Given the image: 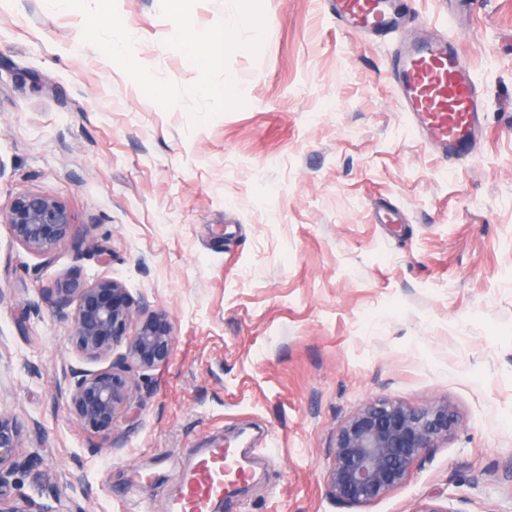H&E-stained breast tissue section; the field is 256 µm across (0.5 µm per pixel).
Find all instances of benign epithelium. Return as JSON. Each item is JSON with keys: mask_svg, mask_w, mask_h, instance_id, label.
I'll return each mask as SVG.
<instances>
[{"mask_svg": "<svg viewBox=\"0 0 512 512\" xmlns=\"http://www.w3.org/2000/svg\"><path fill=\"white\" fill-rule=\"evenodd\" d=\"M3 223L17 244L48 266L57 246L71 237L73 220L58 198L29 191L12 199ZM40 298L69 323V341L80 356L108 362L103 369L73 373L66 407L82 429L110 447L118 417L132 397V376L165 364L172 355L171 321L162 311H147L121 282L109 277L83 282L68 275L42 289ZM121 343L125 351L113 356ZM456 424L446 402L419 408L385 400L366 404L336 432L326 478L331 496L359 508L386 497L408 481L418 462L448 439ZM27 434L44 442L37 425L26 429L0 410V512H86L72 498L71 507L62 509V488L57 485L37 499L10 495L11 478L21 461L39 456L36 447L21 457Z\"/></svg>", "mask_w": 512, "mask_h": 512, "instance_id": "7a95c632", "label": "benign epithelium"}]
</instances>
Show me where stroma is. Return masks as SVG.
Here are the masks:
<instances>
[{
  "label": "stroma",
  "mask_w": 512,
  "mask_h": 512,
  "mask_svg": "<svg viewBox=\"0 0 512 512\" xmlns=\"http://www.w3.org/2000/svg\"><path fill=\"white\" fill-rule=\"evenodd\" d=\"M258 52L235 49L244 104L193 124L165 110L96 47L83 17L0 0V212L40 190L66 204L72 238L50 265L0 223V409L46 444L15 475L36 498L89 512H168L183 452L213 439L264 455L245 512H512V0H404L397 38L454 35L486 118L472 157L448 165L408 128L382 37L343 30L325 0H261ZM135 55L187 87L159 0H117ZM402 209L407 221L384 224ZM90 237L100 258L74 248ZM77 271L122 282L169 315L167 363L137 375L112 447L65 408L75 370L42 288ZM448 402L457 427L408 482L362 510L327 488L338 428L366 403ZM148 482L129 489V469Z\"/></svg>",
  "instance_id": "1"
}]
</instances>
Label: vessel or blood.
I'll list each match as a JSON object with an SVG mask.
<instances>
[{"mask_svg": "<svg viewBox=\"0 0 512 512\" xmlns=\"http://www.w3.org/2000/svg\"><path fill=\"white\" fill-rule=\"evenodd\" d=\"M331 9L341 24L362 33L393 32L391 0H334ZM389 71L413 133L445 160L469 155L482 128L480 84L454 37L397 42ZM252 477L245 455L213 444L197 453L182 475L169 512H211L214 503L228 502Z\"/></svg>", "mask_w": 512, "mask_h": 512, "instance_id": "vessel-or-blood-1", "label": "vessel or blood"}]
</instances>
